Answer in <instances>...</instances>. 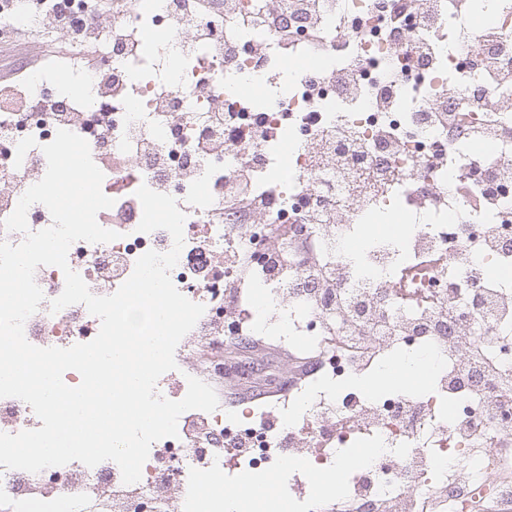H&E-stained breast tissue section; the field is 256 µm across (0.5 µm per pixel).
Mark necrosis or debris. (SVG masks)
<instances>
[{
  "label": "necrosis or debris",
  "mask_w": 512,
  "mask_h": 512,
  "mask_svg": "<svg viewBox=\"0 0 512 512\" xmlns=\"http://www.w3.org/2000/svg\"><path fill=\"white\" fill-rule=\"evenodd\" d=\"M200 14L184 0H112L75 16L97 29L99 64L40 71L18 90L0 89V240L20 244L4 220L44 176L42 147L59 129L109 154L102 190L115 207L98 223L119 232L109 243L75 242L68 264L98 296L113 294L145 252H168L169 232H139L140 186L173 196L186 215L185 243L170 278L205 311L177 346L187 376L214 385L238 370L222 357L200 359L225 340L275 338L310 354L314 378L298 387L280 420L258 427L253 405L184 412L178 435L154 443L138 483L123 484L111 461H73L32 474L0 465V501L14 512H210L198 489L242 472L289 470L298 491L259 512H428L432 499L474 512L490 498L512 512V9L477 22L474 0L448 15L444 0H209ZM261 11L264 24L232 26ZM220 43L202 38L207 27ZM319 52L300 73L280 72L274 95L257 99L279 64V28ZM168 106L159 110L158 93ZM45 99L64 111L26 112ZM108 108L109 125L92 124ZM231 116L233 139H208V118ZM436 112L454 124L433 120ZM275 139L253 134L255 121ZM448 155L445 166L435 154ZM483 182L491 198L472 207L461 183ZM445 199L442 207L433 198ZM407 224L399 235L366 232L369 220ZM431 254L437 265L415 266ZM252 267L249 296L230 295L236 262ZM325 263L336 285L311 272ZM411 268L419 304H401L393 286ZM44 293L25 323L39 347L93 340L100 321L81 304L51 313L64 274L38 267ZM364 342L371 358L331 346L333 329ZM483 346L498 372L479 366ZM409 356L431 358L428 378L369 393L356 379ZM243 453L230 454L237 440Z\"/></svg>",
  "instance_id": "necrosis-or-debris-1"
}]
</instances>
